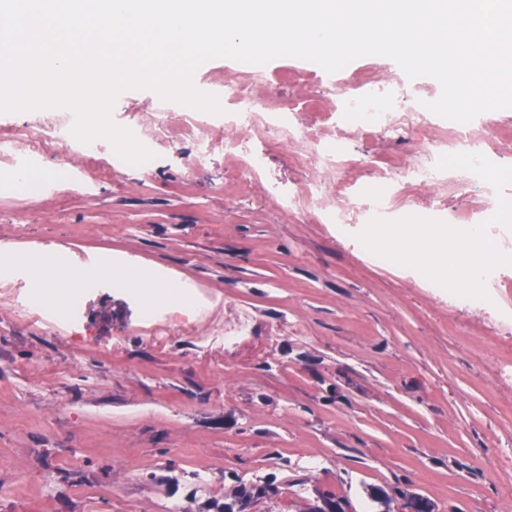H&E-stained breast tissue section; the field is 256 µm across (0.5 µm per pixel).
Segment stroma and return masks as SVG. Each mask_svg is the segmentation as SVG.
I'll list each match as a JSON object with an SVG mask.
<instances>
[{
  "label": "stroma",
  "mask_w": 512,
  "mask_h": 512,
  "mask_svg": "<svg viewBox=\"0 0 512 512\" xmlns=\"http://www.w3.org/2000/svg\"><path fill=\"white\" fill-rule=\"evenodd\" d=\"M196 83L223 89L222 114L162 107L150 90H127L112 116L153 152L122 161L99 152L56 154L44 127L53 110L0 116V158L36 157L39 190L0 188V245L79 269L109 257L198 288L208 305L190 336H150L126 295L85 301L82 362L65 331L17 326L0 296V512H214L238 482H273L252 512H301L316 491L345 496L353 512H381L370 491L430 498L437 512H512V379L499 378L493 340L512 327V268L483 282L494 307L460 305L415 265L377 257L370 224H488L512 255V109L475 118L493 180L446 179L435 189L375 182L387 159L430 163L421 143L447 138L451 121L350 131L331 109L339 81L399 89L401 109L438 98L430 77L408 79L383 56L330 74L282 57L259 67L210 60ZM279 112L294 132L326 125L316 149L345 159L346 202L304 151L252 141L264 152L262 184L224 145V115L238 91ZM203 125L201 153L173 127ZM249 331L224 345L216 334ZM318 457L323 470L306 467ZM220 466L214 493L191 472Z\"/></svg>",
  "instance_id": "1"
}]
</instances>
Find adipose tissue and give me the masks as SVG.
Instances as JSON below:
<instances>
[{
    "label": "adipose tissue",
    "instance_id": "adipose-tissue-1",
    "mask_svg": "<svg viewBox=\"0 0 512 512\" xmlns=\"http://www.w3.org/2000/svg\"><path fill=\"white\" fill-rule=\"evenodd\" d=\"M367 246L389 259L406 263L425 260L428 269L451 278L461 277L471 267L485 263L490 252L481 237L468 225L373 224L365 234ZM25 260L38 287L47 291V300L57 303L61 291L78 286L86 279L103 275V268L72 270L62 265L49 266L37 256Z\"/></svg>",
    "mask_w": 512,
    "mask_h": 512
}]
</instances>
